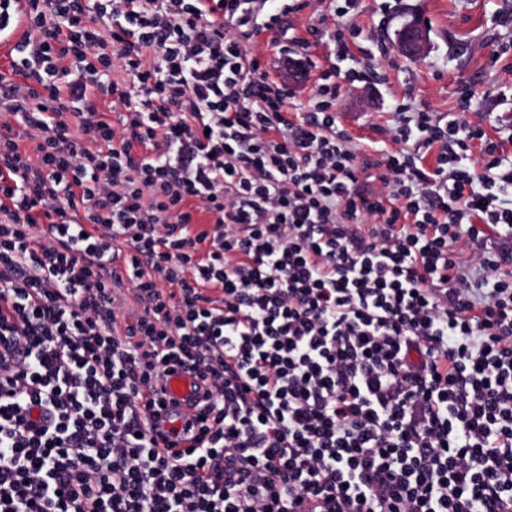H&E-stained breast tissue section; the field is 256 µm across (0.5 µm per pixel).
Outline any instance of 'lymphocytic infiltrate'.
Instances as JSON below:
<instances>
[{"label":"lymphocytic infiltrate","mask_w":512,"mask_h":512,"mask_svg":"<svg viewBox=\"0 0 512 512\" xmlns=\"http://www.w3.org/2000/svg\"><path fill=\"white\" fill-rule=\"evenodd\" d=\"M305 7L0 0V512H512V156L400 104L359 191L335 69L294 116L248 46ZM204 389L199 379L191 371L174 366L165 377V398L167 407L164 427L173 433L171 438L176 440L184 423V413L198 411V403L203 402ZM193 407V408H192Z\"/></svg>","instance_id":"lymphocytic-infiltrate-1"}]
</instances>
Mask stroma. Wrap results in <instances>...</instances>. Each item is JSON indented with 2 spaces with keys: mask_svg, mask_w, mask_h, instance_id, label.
Listing matches in <instances>:
<instances>
[{
  "mask_svg": "<svg viewBox=\"0 0 512 512\" xmlns=\"http://www.w3.org/2000/svg\"><path fill=\"white\" fill-rule=\"evenodd\" d=\"M319 8L318 0H312L308 9L286 17V37L265 31L254 39L265 71L275 80L288 69L284 41L309 43L306 76L296 86L289 113L306 111L324 69L345 74L382 67L385 80L342 89L339 120L361 157L372 160L383 150H394L383 130L392 125L401 102L444 117L455 111L460 96H468L487 136L500 138L503 119L512 116V24L501 21L512 13V0H361L358 13L342 21L361 35L350 43L347 59L337 61L324 44L310 38L311 16ZM408 21L419 22L428 33L427 52L416 59L405 56L395 42L396 30Z\"/></svg>",
  "mask_w": 512,
  "mask_h": 512,
  "instance_id": "35a3bbf8",
  "label": "stroma"
}]
</instances>
